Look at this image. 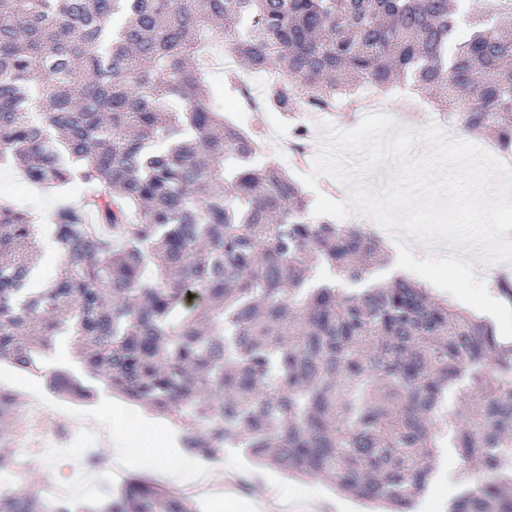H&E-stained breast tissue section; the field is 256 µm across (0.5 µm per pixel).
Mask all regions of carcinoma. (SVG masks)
<instances>
[{"mask_svg": "<svg viewBox=\"0 0 512 512\" xmlns=\"http://www.w3.org/2000/svg\"><path fill=\"white\" fill-rule=\"evenodd\" d=\"M224 56L279 75L280 112L409 80L512 154V0H0V159L83 186L52 214L61 264L35 291L38 216L0 203V358L39 374L66 334L86 378L56 371L52 390L89 401L103 379L188 454L241 447L384 512H412L447 437L467 486L448 512H512V342L409 277L369 282L380 241L315 216L210 107ZM465 378L459 418L444 401ZM0 512L198 510L133 476L101 501L4 490Z\"/></svg>", "mask_w": 512, "mask_h": 512, "instance_id": "obj_1", "label": "carcinoma"}]
</instances>
